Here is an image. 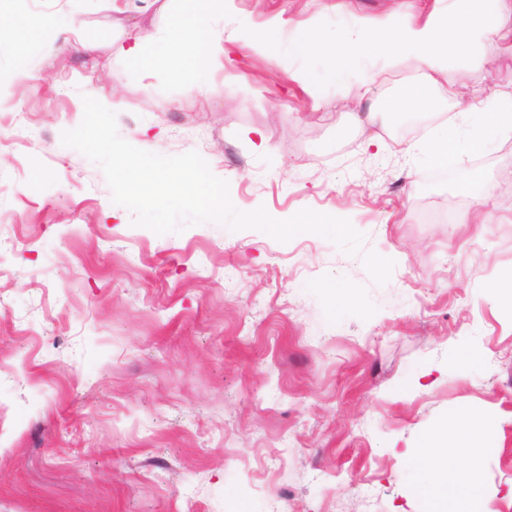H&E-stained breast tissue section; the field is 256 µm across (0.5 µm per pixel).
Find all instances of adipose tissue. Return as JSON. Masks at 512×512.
I'll return each instance as SVG.
<instances>
[{
  "label": "adipose tissue",
  "mask_w": 512,
  "mask_h": 512,
  "mask_svg": "<svg viewBox=\"0 0 512 512\" xmlns=\"http://www.w3.org/2000/svg\"><path fill=\"white\" fill-rule=\"evenodd\" d=\"M228 0H185L183 18L165 33L164 40L175 49L189 48L198 67L220 63L224 35L212 30L208 22L223 13ZM384 35L378 48L392 64L422 67L427 84L453 83L457 68L472 75V83L456 93L460 115L476 129L492 130L496 136L512 135V82L486 89L485 45L490 38L512 44V0H435L424 18L413 20L393 12L383 22ZM365 26L349 24L335 39L326 43L330 58L351 67H360V51ZM359 86L371 91L377 80L373 69L360 67ZM481 138H459L454 129L441 127L427 143L426 151L443 171L455 170L461 153L481 147ZM415 495L422 503L453 502L454 512H476L481 503L477 475L453 484H434L416 480Z\"/></svg>",
  "instance_id": "adipose-tissue-1"
}]
</instances>
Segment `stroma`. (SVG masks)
Instances as JSON below:
<instances>
[{"mask_svg": "<svg viewBox=\"0 0 512 512\" xmlns=\"http://www.w3.org/2000/svg\"><path fill=\"white\" fill-rule=\"evenodd\" d=\"M432 6L230 0L212 21L231 37L223 63L193 87L192 60L158 42L183 0L0 12V512H422L409 458L458 412L490 430L484 451L449 449L424 479L477 473L482 512H512V137L439 178L417 145L452 98L429 86L426 111L392 109L420 70L348 100L336 80L357 72L316 46L251 43ZM45 14L63 21L50 50L17 60L19 19ZM135 35L153 68L131 69ZM86 95L112 100L135 147L198 151L239 210L348 219L395 260L389 282L311 233L132 226L101 168L61 143Z\"/></svg>", "mask_w": 512, "mask_h": 512, "instance_id": "35a3bbf8", "label": "stroma"}]
</instances>
